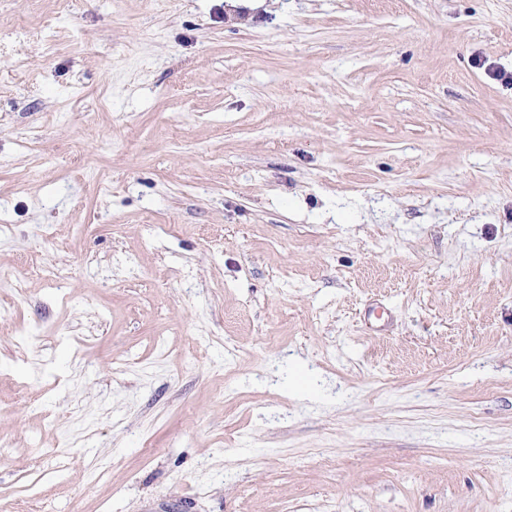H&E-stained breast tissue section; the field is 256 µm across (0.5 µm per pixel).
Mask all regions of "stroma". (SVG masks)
I'll return each instance as SVG.
<instances>
[{"label":"stroma","mask_w":512,"mask_h":512,"mask_svg":"<svg viewBox=\"0 0 512 512\" xmlns=\"http://www.w3.org/2000/svg\"><path fill=\"white\" fill-rule=\"evenodd\" d=\"M24 15L0 512H512V0Z\"/></svg>","instance_id":"1"}]
</instances>
